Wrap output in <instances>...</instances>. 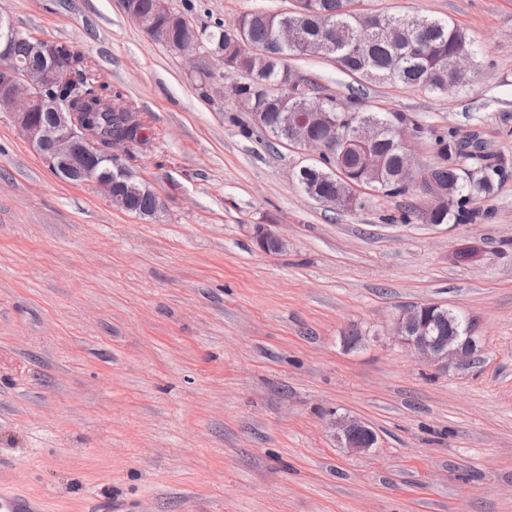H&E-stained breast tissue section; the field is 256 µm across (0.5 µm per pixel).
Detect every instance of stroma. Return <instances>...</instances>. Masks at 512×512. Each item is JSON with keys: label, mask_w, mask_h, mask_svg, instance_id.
Returning a JSON list of instances; mask_svg holds the SVG:
<instances>
[{"label": "stroma", "mask_w": 512, "mask_h": 512, "mask_svg": "<svg viewBox=\"0 0 512 512\" xmlns=\"http://www.w3.org/2000/svg\"><path fill=\"white\" fill-rule=\"evenodd\" d=\"M291 3L171 0L228 26ZM368 5L466 30L470 81L362 85L313 56L291 70L505 158L482 223L391 224L405 197L373 192L329 211L294 180L309 156L243 137L230 91L199 89L123 0H0L139 108L149 141L125 164L163 203L138 216L60 180L0 109V475L46 512H512V0ZM257 224L281 252L258 249ZM426 303L473 321V359L438 368L395 338ZM343 416L376 444L340 447Z\"/></svg>", "instance_id": "35a3bbf8"}]
</instances>
